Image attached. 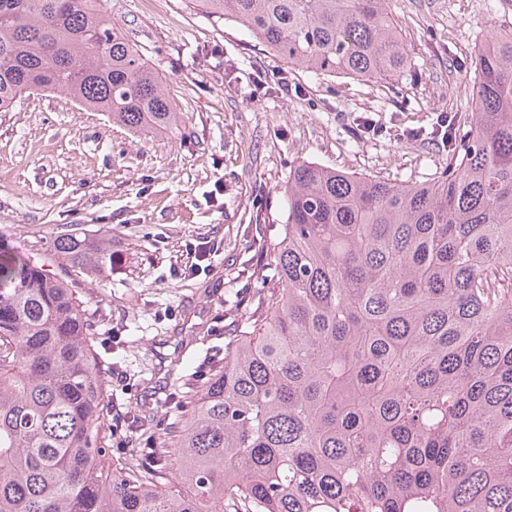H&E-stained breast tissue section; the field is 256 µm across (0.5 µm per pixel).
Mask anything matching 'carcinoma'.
<instances>
[{
  "mask_svg": "<svg viewBox=\"0 0 512 512\" xmlns=\"http://www.w3.org/2000/svg\"><path fill=\"white\" fill-rule=\"evenodd\" d=\"M102 0H0V112L61 92L165 137L167 85ZM317 78L393 81L387 0H201ZM448 169L391 182L301 162L246 326L164 448L116 460L96 326L65 274L0 243V512H512V32L475 56ZM178 450V488L169 486Z\"/></svg>",
  "mask_w": 512,
  "mask_h": 512,
  "instance_id": "obj_1",
  "label": "carcinoma"
}]
</instances>
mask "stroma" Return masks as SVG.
I'll return each instance as SVG.
<instances>
[{"mask_svg": "<svg viewBox=\"0 0 512 512\" xmlns=\"http://www.w3.org/2000/svg\"><path fill=\"white\" fill-rule=\"evenodd\" d=\"M105 5L165 79L181 125L159 140L53 92L0 112V243L46 258L65 225L111 237L120 268L75 286L97 350L112 355L106 423L128 438L117 459L183 426L254 309L268 264L258 242L285 221L290 166L413 183L447 168L436 118L463 106L480 43L512 31V0L494 12L486 0H389L408 55L390 85L311 77L198 0ZM361 117L379 132L361 130ZM200 237L223 248L194 272L184 246Z\"/></svg>", "mask_w": 512, "mask_h": 512, "instance_id": "obj_1", "label": "stroma"}]
</instances>
